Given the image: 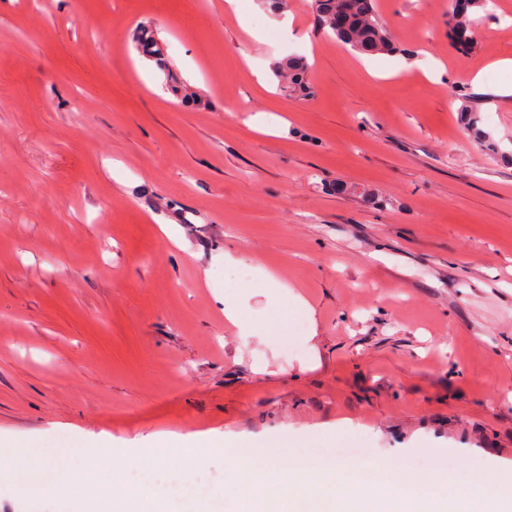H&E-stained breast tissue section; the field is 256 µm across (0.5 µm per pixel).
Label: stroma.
Listing matches in <instances>:
<instances>
[{"mask_svg":"<svg viewBox=\"0 0 512 512\" xmlns=\"http://www.w3.org/2000/svg\"><path fill=\"white\" fill-rule=\"evenodd\" d=\"M448 5L377 0L401 52L367 56L312 0H0V512L109 502L19 497L29 437L38 464L142 483L136 512H206L227 452L149 467L159 431L512 489V0L466 54ZM144 26L179 94L135 49ZM292 55L314 98L271 75ZM456 89L498 153L463 131Z\"/></svg>","mask_w":512,"mask_h":512,"instance_id":"stroma-1","label":"stroma"}]
</instances>
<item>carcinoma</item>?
I'll use <instances>...</instances> for the list:
<instances>
[{"label":"carcinoma","mask_w":512,"mask_h":512,"mask_svg":"<svg viewBox=\"0 0 512 512\" xmlns=\"http://www.w3.org/2000/svg\"><path fill=\"white\" fill-rule=\"evenodd\" d=\"M491 0H451L448 11L449 37L452 46L468 51L474 45V14L487 10ZM317 24L320 29L331 33L338 40L360 54H391L397 51L396 42L381 22L374 6V0H314ZM271 70L280 87L292 96L311 97L314 88L308 79V66L300 58H286L272 63ZM465 127L476 137L484 140L491 149L496 144L479 126V110L470 100L461 98L458 108Z\"/></svg>","instance_id":"carcinoma-1"}]
</instances>
